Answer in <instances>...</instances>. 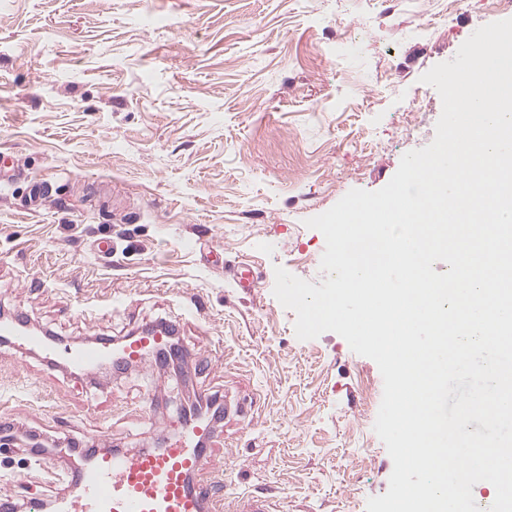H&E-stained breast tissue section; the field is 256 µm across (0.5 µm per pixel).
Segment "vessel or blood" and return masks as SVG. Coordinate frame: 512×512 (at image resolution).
<instances>
[{
    "label": "vessel or blood",
    "mask_w": 512,
    "mask_h": 512,
    "mask_svg": "<svg viewBox=\"0 0 512 512\" xmlns=\"http://www.w3.org/2000/svg\"><path fill=\"white\" fill-rule=\"evenodd\" d=\"M172 324L157 325L120 340L101 339L73 344L47 336L23 318L0 321V340L46 360L66 366L73 374L90 376L104 365L120 370L148 360L163 362L185 356L173 342ZM214 421L207 416L183 419L172 438L156 448L128 452L97 450L94 439L73 447L60 439L58 454L77 457L68 476L69 492L54 512H281L266 497L227 495L213 498L198 483L204 468H217Z\"/></svg>",
    "instance_id": "obj_1"
}]
</instances>
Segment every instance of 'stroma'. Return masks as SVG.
<instances>
[{
    "label": "stroma",
    "mask_w": 512,
    "mask_h": 512,
    "mask_svg": "<svg viewBox=\"0 0 512 512\" xmlns=\"http://www.w3.org/2000/svg\"><path fill=\"white\" fill-rule=\"evenodd\" d=\"M504 19L480 0H0V314L74 343L176 321L189 353L81 378L0 342L18 512L67 490L57 437L150 448L207 392L245 406L218 420L213 491L288 512L386 493L380 370L337 333L298 339L274 269L325 280L306 219L433 141L442 102L421 76ZM34 177L53 191L30 211Z\"/></svg>",
    "instance_id": "obj_1"
}]
</instances>
